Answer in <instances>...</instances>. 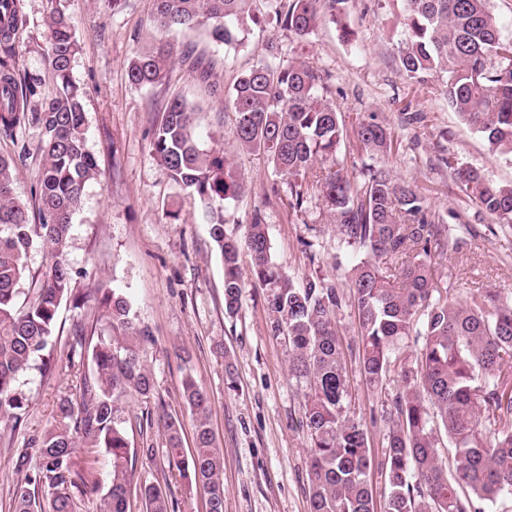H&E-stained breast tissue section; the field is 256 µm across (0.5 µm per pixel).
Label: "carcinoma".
<instances>
[{
  "mask_svg": "<svg viewBox=\"0 0 512 512\" xmlns=\"http://www.w3.org/2000/svg\"><path fill=\"white\" fill-rule=\"evenodd\" d=\"M46 58L57 90L46 96L42 80L22 76L19 61L28 46L19 32L27 26L20 0L0 3V134L39 130L35 202L38 221L14 191L11 158L0 156V419L11 431L26 417L23 391L33 371L51 373L59 308L76 295L69 262L72 217L85 184L97 174L87 148L81 89L72 82L78 50L73 25L46 0ZM397 60L410 80L427 74L446 77L448 106L494 154L512 156V37L504 35L487 0H402ZM347 0H153L152 42L135 51L127 67L131 84L165 83L177 47L172 31L206 29L224 57L247 47L249 24L266 19L299 38L332 23L352 37ZM241 71L224 90L213 81L212 63L196 60L192 73L233 115L232 135L240 148L264 154L288 189V207L305 211L316 196L327 208L340 246L352 258L349 297L314 270L296 282L279 272L264 216L248 222L246 244L252 276L267 290L275 328L286 336L290 371L305 388L300 426L309 439V512H488L512 495V296L474 288L465 298L440 285L432 258L459 248L450 227L436 222L427 199L386 166L366 164L351 172L339 158L343 124L320 89L322 75L303 61H276L278 47ZM197 111L185 98L168 101L152 128V153L169 178L198 201L224 267V311L236 314L244 282L238 265L242 242L226 232L224 211L246 188L235 163L224 153L201 147ZM354 134L370 158L391 152L389 128L362 120ZM440 164L466 196L495 223L512 226V184L488 180L478 169L451 156ZM46 247L50 263L35 276L27 255ZM358 323V369L367 388L378 393L391 374L402 390L384 419L383 462L387 493L374 496L370 437L349 415L348 372L336 310L343 301ZM103 321L100 331L79 325L72 336L70 367L88 359L92 378L83 382L75 405L60 401V420L39 438L40 464L15 463L24 481L13 493L15 512H35L36 495H49L48 512H75V500L100 493L96 512H128L134 479L124 403L148 399L154 381L144 360L147 333L139 327L123 292L89 288ZM413 340L414 353L404 349ZM182 397L194 423V448L184 453L181 421L164 418L167 467L206 496L208 512H224V457L215 445L208 399L192 376ZM97 448L110 460L104 490L91 472L77 466L79 448ZM145 512H170L159 484L141 487Z\"/></svg>",
  "mask_w": 512,
  "mask_h": 512,
  "instance_id": "cac0c4a2",
  "label": "carcinoma"
}]
</instances>
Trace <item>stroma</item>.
Returning <instances> with one entry per match:
<instances>
[{
	"mask_svg": "<svg viewBox=\"0 0 512 512\" xmlns=\"http://www.w3.org/2000/svg\"><path fill=\"white\" fill-rule=\"evenodd\" d=\"M71 18L79 50L70 77L84 92L87 146L98 164L85 185L83 201L72 218L69 259L78 285L120 289L130 299L138 324L150 332L145 361L155 382V396L127 400L125 413H150L153 459L138 458L128 492L130 512H142L139 488L154 482L166 487L175 512H206V498L186 480L169 472L162 440V419L177 416L185 447L193 445L189 408L182 399L185 376H193L209 397L210 420L224 453V512H308L310 447L298 428L303 387L289 372L288 342L275 330L265 291L246 280L237 314L224 312V269L198 216L192 196L175 185L151 152L152 125L166 100L182 95L200 103L198 132L204 148L232 157L247 181L246 191L225 213L227 228L245 239L247 222L261 211L268 224L272 252L286 275L302 278L312 266L345 285L349 253L340 247L321 200L293 214L288 200L272 194L275 176L263 154L242 151L232 133V115L206 97L187 64L178 62L166 84L136 87L126 69L134 51L152 33L151 0H62ZM28 25L21 40L38 46L20 66L38 74L44 93L55 81L40 47L45 40V0H21ZM398 7L388 0H348L347 22L356 37L346 43L333 25L320 26L299 39L275 24L253 27L244 51L230 56L217 51L208 34L174 32L179 48L213 60L221 84H230L243 69L263 58L267 43L280 45L284 59L296 58L320 70L326 96L346 127L375 118L391 129L394 145L384 165L411 181L446 224L462 217L469 231L458 251L434 258L439 280L460 292L487 288L512 292V231L493 223L460 190L438 156L450 155L480 170L492 181L512 182V159L491 153L449 107L441 77L423 84L400 73L396 40ZM37 129L19 130L15 140L0 137V155L15 157L14 190L31 202L37 164L17 160L19 145L36 147ZM92 315L61 305L50 375L33 374L26 387L30 398L24 425L17 431L0 427V512H14L13 490L21 475L19 457L40 462L32 438L59 418V403L80 401L81 380L91 363L67 366L68 344L77 325H91ZM399 389L390 383L372 394L358 372H351L348 403L368 430L375 465L371 481L384 492L380 464L385 436L382 418Z\"/></svg>",
	"mask_w": 512,
	"mask_h": 512,
	"instance_id": "1",
	"label": "stroma"
}]
</instances>
